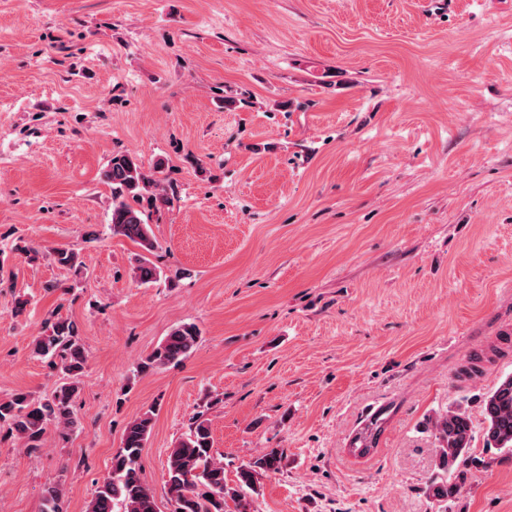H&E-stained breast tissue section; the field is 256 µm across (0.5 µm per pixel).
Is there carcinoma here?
<instances>
[{"label": "carcinoma", "mask_w": 512, "mask_h": 512, "mask_svg": "<svg viewBox=\"0 0 512 512\" xmlns=\"http://www.w3.org/2000/svg\"><path fill=\"white\" fill-rule=\"evenodd\" d=\"M103 177L112 186V232L139 245L142 254L136 258L137 281H156L162 270L148 255L157 244L148 217L130 203L148 191L155 180L147 175L136 155L115 153ZM50 255L60 267L79 270L77 252L70 248H54ZM199 330L183 323L171 330L159 346L137 364V371L159 370L186 358L196 347ZM32 353L52 359L59 367L63 382L51 397L37 399L19 392L0 399V428L30 450L38 449L51 425L71 431L76 425L75 401L83 377L87 355L75 322L57 317L46 322L45 330L32 344ZM487 444L499 450L512 451V376L500 381L484 401ZM154 425V409L150 408L132 420L124 432L122 446L112 458V473L103 480L88 505V512H161L155 494L142 477V450ZM439 443L438 468L443 476L431 480L429 495L449 505L460 494L464 482L466 454L472 439V421L459 406L448 410L433 425ZM210 425L205 420L194 422L190 433L170 450L167 462V486L170 512H224L226 499L236 504L237 512H250L244 489L256 490L257 476L279 470L281 455L272 450L256 457L240 468L239 488L226 486L224 464L213 455ZM41 512H64L63 491L52 485L42 495Z\"/></svg>", "instance_id": "obj_1"}]
</instances>
